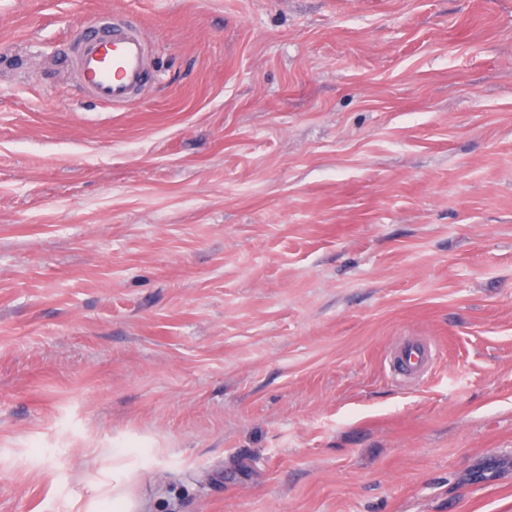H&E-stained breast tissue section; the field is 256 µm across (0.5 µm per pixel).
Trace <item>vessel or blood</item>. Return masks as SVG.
<instances>
[{"label": "vessel or blood", "instance_id": "vessel-or-blood-1", "mask_svg": "<svg viewBox=\"0 0 512 512\" xmlns=\"http://www.w3.org/2000/svg\"><path fill=\"white\" fill-rule=\"evenodd\" d=\"M74 66L82 89L94 99L115 108L136 101L151 75L140 24L119 12H100L82 33ZM434 357L431 343H404L390 362L396 377L409 382L422 375Z\"/></svg>", "mask_w": 512, "mask_h": 512}]
</instances>
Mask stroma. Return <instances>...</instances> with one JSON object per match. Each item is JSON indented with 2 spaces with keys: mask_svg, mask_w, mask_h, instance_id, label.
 Returning a JSON list of instances; mask_svg holds the SVG:
<instances>
[{
  "mask_svg": "<svg viewBox=\"0 0 512 512\" xmlns=\"http://www.w3.org/2000/svg\"><path fill=\"white\" fill-rule=\"evenodd\" d=\"M113 8L152 60L122 109L71 65ZM117 479L512 512V0H0V512ZM435 348L430 342L420 344H401L392 354L390 362L396 377L409 382L420 375L432 363Z\"/></svg>",
  "mask_w": 512,
  "mask_h": 512,
  "instance_id": "35a3bbf8",
  "label": "stroma"
}]
</instances>
